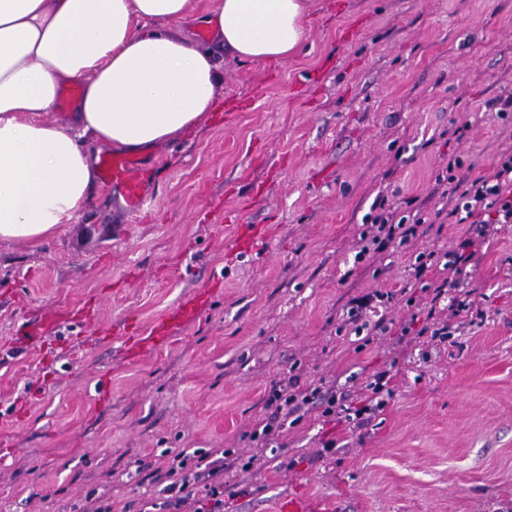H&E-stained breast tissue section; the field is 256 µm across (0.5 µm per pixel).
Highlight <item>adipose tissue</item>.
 Instances as JSON below:
<instances>
[{
    "label": "adipose tissue",
    "mask_w": 512,
    "mask_h": 512,
    "mask_svg": "<svg viewBox=\"0 0 512 512\" xmlns=\"http://www.w3.org/2000/svg\"><path fill=\"white\" fill-rule=\"evenodd\" d=\"M307 16V0H0V243L74 223L101 148L152 149L205 119L220 75L193 29L237 59L283 60ZM72 84L82 96L61 124Z\"/></svg>",
    "instance_id": "obj_1"
}]
</instances>
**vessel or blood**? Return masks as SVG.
<instances>
[{
	"label": "vessel or blood",
	"mask_w": 512,
	"mask_h": 512,
	"mask_svg": "<svg viewBox=\"0 0 512 512\" xmlns=\"http://www.w3.org/2000/svg\"><path fill=\"white\" fill-rule=\"evenodd\" d=\"M98 171L104 185L120 191L126 203L128 215L137 217L146 201L147 164L139 158L105 151L99 156ZM198 306L197 297L186 298L169 309L165 320L155 325L149 333H141L135 328L125 332L123 336L125 354L134 359L146 351L160 348L168 342L175 330L195 317ZM57 325V320L52 317L25 322L18 327L16 339L21 344L38 343Z\"/></svg>",
	"instance_id": "b4317fda"
}]
</instances>
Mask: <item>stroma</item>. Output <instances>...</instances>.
Instances as JSON below:
<instances>
[{
	"mask_svg": "<svg viewBox=\"0 0 512 512\" xmlns=\"http://www.w3.org/2000/svg\"><path fill=\"white\" fill-rule=\"evenodd\" d=\"M285 60L215 48L220 111L144 153V212L100 186L75 222L34 247L0 244V512H69L87 494L139 512L138 461L233 448L226 512H512V224L476 243L458 286L472 314L450 336H401L430 292L398 294L415 256L452 250L444 224L356 261L375 200L443 204L450 157L486 174L512 150V0H310ZM394 296L388 333L352 335L351 298ZM207 303L139 359L119 341L183 296ZM64 318L19 346L23 322ZM394 390L360 426L310 412L279 447L253 442L270 391L292 378L359 405L375 372ZM335 440L333 449L324 443Z\"/></svg>",
	"mask_w": 512,
	"mask_h": 512,
	"instance_id": "35a3bbf8",
	"label": "stroma"
}]
</instances>
